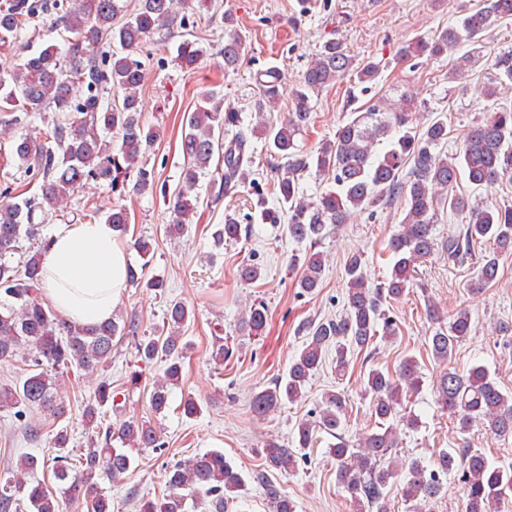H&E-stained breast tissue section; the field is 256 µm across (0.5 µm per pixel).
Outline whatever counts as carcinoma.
<instances>
[{
  "label": "carcinoma",
  "mask_w": 512,
  "mask_h": 512,
  "mask_svg": "<svg viewBox=\"0 0 512 512\" xmlns=\"http://www.w3.org/2000/svg\"><path fill=\"white\" fill-rule=\"evenodd\" d=\"M191 0H135L128 12L121 0H62L64 30L70 34L65 54L48 46L28 54L21 62L0 72V125L17 129L11 156L26 176L40 181L39 193L29 197L13 194L6 183L0 188V361H9L20 352L29 356L30 373L19 384H0V408L14 410L19 424H27V410L40 407L55 420L65 418L64 396L58 391L62 370L74 366L89 373L102 372L112 362L116 337L132 336L135 357L143 363L164 362L162 379L155 381L150 396L151 409L160 414L169 406L171 387L182 378L183 358L188 344L182 330L193 312L182 301L172 300L163 310L162 325L150 336L137 335V325L115 311L108 322L84 326L61 318L44 306L37 296L43 280V262L50 240L39 237V229L50 214L71 196L84 181H104L118 191L131 169H137L133 190L162 200L173 215L166 233H184L195 212L191 193L200 178L216 162L220 176L219 192L249 181L254 163L251 140L262 139L270 155L284 161L273 182L279 207L270 208L265 198H257L254 224H279L287 219L285 234L296 242L319 243L331 226L351 222L357 212L406 202L400 229L389 240L395 261L386 281L368 283L362 254L347 258L342 273L346 286L344 312L337 318L300 323L302 349L288 372L255 393L252 411L266 417L282 407L298 402L306 385L326 364L329 350L337 376L346 375L350 357L369 349L377 338L397 336L395 322L384 304L400 299L414 286L416 264L439 249L448 262L460 263L481 242L492 244L476 276L474 286L482 288L498 278L499 257L512 252V205H472L463 197H448L459 176L476 189H486L506 175H512V110L502 109L483 115L465 138L462 152L448 156L440 150L448 142V116L440 115L419 125L413 121L416 106L404 98L394 108L380 97L370 105L355 107L359 97L372 90L380 63L359 65L344 44L325 41L312 55L292 93L290 110L280 121L264 116L280 99V78L276 71L259 81L255 103L256 123L243 124L240 112L214 102L215 94L204 90L193 112L187 115L182 136L185 163L179 186L174 191L156 181L155 173L140 165V157L160 138V129L143 118L140 90L144 82L141 62L134 58L147 38L164 24L177 18ZM34 17L29 0H6L0 4V49L16 46L20 32ZM512 18V0H479L462 14L457 25L441 31L426 42L409 43L405 58L424 55L441 57L471 40L492 24ZM243 39L233 33L224 39V70L236 69L243 58ZM204 49L185 39L177 48L180 67L192 70ZM348 80L347 105L350 118L310 152L298 144L311 121L313 97L330 85ZM112 89V102L98 93ZM22 111L16 112L14 108ZM39 118L47 127L45 139L33 140L20 132L29 121ZM315 172L330 181L317 199L300 195L304 173ZM449 204L462 217L457 233L441 239L433 236L440 204ZM130 210L112 206L106 215L119 237L129 232ZM251 228L229 217L224 221L223 240L239 241ZM134 247L144 262L131 266L127 285L163 290V280L147 277L153 252L146 237L134 239ZM20 257L14 262V257ZM323 260L311 253L302 261L296 287L311 294L319 287ZM269 317L268 307L252 303L242 314L241 325L251 335L262 333ZM471 315L461 309L448 324L431 336L433 360L446 366L457 345L470 335ZM365 393L371 395L370 412L375 428L353 443L340 434L345 417V396L328 391L322 395L315 419L297 425L295 441L300 448H311L316 434L324 432L336 439L327 448L336 461L338 481L349 495L352 512H388L387 488L399 484L406 512H425V507L442 492L441 477L462 472L468 499L467 512H505L507 493L512 491L508 472L469 448L452 451L443 448L432 465L420 459L407 462L386 460L399 445L398 426L393 423L403 395L420 390L418 362L404 359L395 372L371 367L363 374ZM437 403L449 412L458 429L466 431L480 424L500 438L512 436V392L503 389L489 369L475 364L467 373L444 370L436 383ZM110 377L102 374L93 396L84 404L83 417L95 427L78 463L69 450L68 429L61 428L51 440L56 455L42 460L34 455L21 457L11 476H0V512H15L24 505L28 512H69L80 502L91 512H112L106 496L98 491L97 479L118 478L126 473L140 448L161 449L164 443L156 428L147 422L128 420L118 428L103 426L99 414L114 405ZM263 468L252 477L263 490L272 512H296L295 502L280 490V479L298 469L299 458L288 446L270 438L261 449ZM51 468L58 482L53 490L29 479L38 468ZM169 493L157 501L140 503L139 512H225L229 501L243 489L238 472L224 459V452L210 450L177 461L164 470Z\"/></svg>",
  "instance_id": "obj_1"
}]
</instances>
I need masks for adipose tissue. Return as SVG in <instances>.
<instances>
[{
  "label": "adipose tissue",
  "instance_id": "1",
  "mask_svg": "<svg viewBox=\"0 0 512 512\" xmlns=\"http://www.w3.org/2000/svg\"><path fill=\"white\" fill-rule=\"evenodd\" d=\"M129 253L110 224H60L44 261L43 290L67 320L92 326L112 317L126 283Z\"/></svg>",
  "mask_w": 512,
  "mask_h": 512
}]
</instances>
